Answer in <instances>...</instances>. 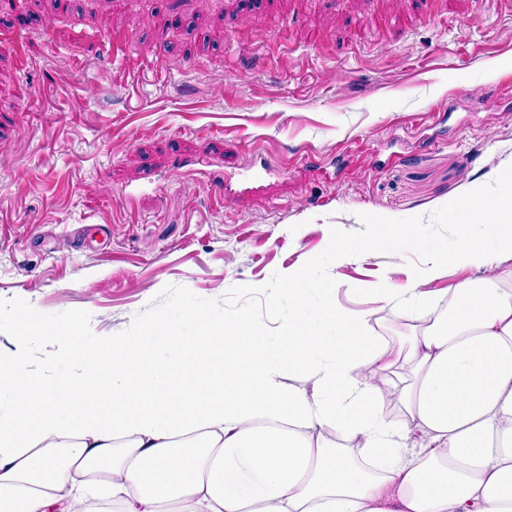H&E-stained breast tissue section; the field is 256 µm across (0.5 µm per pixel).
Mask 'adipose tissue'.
Masks as SVG:
<instances>
[{"label":"adipose tissue","instance_id":"obj_1","mask_svg":"<svg viewBox=\"0 0 512 512\" xmlns=\"http://www.w3.org/2000/svg\"><path fill=\"white\" fill-rule=\"evenodd\" d=\"M497 180L449 200L452 242L379 219L365 242L330 240L271 293L273 329L190 298L112 338L15 312L20 350L0 353V512H96L104 492L117 512H512V267L497 263L512 251V170ZM405 249L424 268L371 294L405 298L423 326L391 344L371 312L338 305L344 283L322 269ZM450 263L486 275L453 291L448 319L429 282ZM35 333L59 345L38 368L22 352ZM296 369L313 391L284 390ZM335 430L356 447L328 440Z\"/></svg>","mask_w":512,"mask_h":512}]
</instances>
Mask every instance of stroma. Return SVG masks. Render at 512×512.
Instances as JSON below:
<instances>
[{
  "mask_svg": "<svg viewBox=\"0 0 512 512\" xmlns=\"http://www.w3.org/2000/svg\"><path fill=\"white\" fill-rule=\"evenodd\" d=\"M512 0H0V314L128 336L267 291L370 218L455 233L512 163ZM275 167L257 189L252 159ZM409 252L324 267L412 336Z\"/></svg>",
  "mask_w": 512,
  "mask_h": 512,
  "instance_id": "stroma-1",
  "label": "stroma"
}]
</instances>
